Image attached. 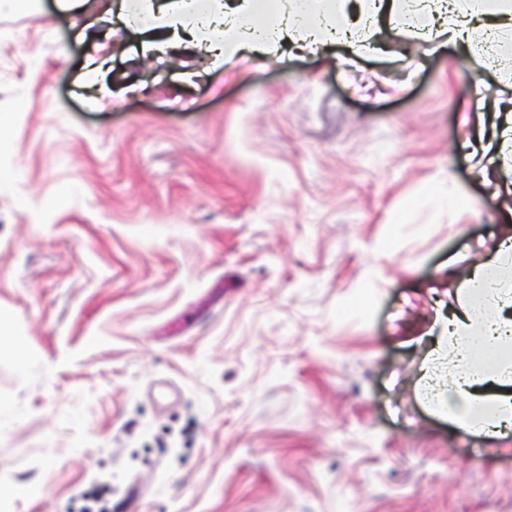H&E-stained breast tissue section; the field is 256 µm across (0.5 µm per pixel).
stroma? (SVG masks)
I'll list each match as a JSON object with an SVG mask.
<instances>
[{
	"instance_id": "1",
	"label": "stroma",
	"mask_w": 512,
	"mask_h": 512,
	"mask_svg": "<svg viewBox=\"0 0 512 512\" xmlns=\"http://www.w3.org/2000/svg\"><path fill=\"white\" fill-rule=\"evenodd\" d=\"M57 3L0 0L6 512H512V443L429 388L471 271L512 280V63L394 15L219 63Z\"/></svg>"
}]
</instances>
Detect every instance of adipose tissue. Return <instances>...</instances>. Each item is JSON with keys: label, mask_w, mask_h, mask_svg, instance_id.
Instances as JSON below:
<instances>
[{"label": "adipose tissue", "mask_w": 512, "mask_h": 512, "mask_svg": "<svg viewBox=\"0 0 512 512\" xmlns=\"http://www.w3.org/2000/svg\"><path fill=\"white\" fill-rule=\"evenodd\" d=\"M367 0L366 13H402L407 22L429 20L436 36L470 46L476 35L498 39L512 31V0ZM127 16L145 27L183 35L204 45L215 59L246 50L267 55L272 45L290 40L299 49L339 40H358V24L347 13V0H125ZM467 300L441 327V341L454 352V373L437 389V403L464 428L498 441L512 433V394L492 392L512 383V319L501 309L512 303V289L483 272H473Z\"/></svg>", "instance_id": "obj_1"}]
</instances>
